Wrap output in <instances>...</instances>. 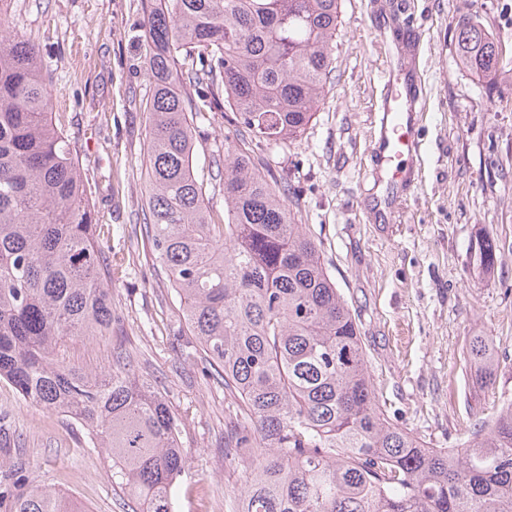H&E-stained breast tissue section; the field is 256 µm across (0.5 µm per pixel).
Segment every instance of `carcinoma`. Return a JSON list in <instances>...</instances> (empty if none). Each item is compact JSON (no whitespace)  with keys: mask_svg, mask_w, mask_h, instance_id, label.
Segmentation results:
<instances>
[{"mask_svg":"<svg viewBox=\"0 0 512 512\" xmlns=\"http://www.w3.org/2000/svg\"><path fill=\"white\" fill-rule=\"evenodd\" d=\"M341 0H148V211L142 230L179 297L205 373L236 397L226 448H249L238 512H512V402L463 448H431L381 409L359 325L290 190L249 142L285 145L311 124L332 70ZM456 54L480 80L512 59L483 24L456 25ZM187 74L194 95L177 80ZM225 107L224 223L195 165L194 119ZM68 139L53 123L38 48L0 30V378L23 399L84 424L138 512H173L190 459L182 421L121 369L67 364V338L112 331V260ZM467 361L487 383L492 340ZM7 512H84L37 467L0 458Z\"/></svg>","mask_w":512,"mask_h":512,"instance_id":"cac0c4a2","label":"carcinoma"}]
</instances>
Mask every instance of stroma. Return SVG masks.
<instances>
[{
  "label": "stroma",
  "mask_w": 512,
  "mask_h": 512,
  "mask_svg": "<svg viewBox=\"0 0 512 512\" xmlns=\"http://www.w3.org/2000/svg\"><path fill=\"white\" fill-rule=\"evenodd\" d=\"M342 0L335 63L315 117L297 141L257 145L269 177L289 184L296 223L309 225L331 277L360 327L388 419L433 448L460 447L512 399V71L485 82L456 62L455 28L470 18L512 50V0ZM146 0H6L0 15L46 65L52 112L79 162L112 273L111 334L74 337L59 356L107 373L130 351L131 374L154 381L183 423L190 466L175 512H235L245 469L224 445L231 396L183 360L179 299L140 226L146 205L145 147L152 91ZM413 66L425 93L415 179L387 202L374 177L377 119L387 90L403 92ZM237 126L217 109L195 121V168L214 212L224 180L211 160ZM497 245L492 267L477 243ZM491 337L500 364L492 384L465 362L470 337ZM0 455L37 467L84 512H134L87 428L25 401L0 379Z\"/></svg>",
  "instance_id": "1"
}]
</instances>
